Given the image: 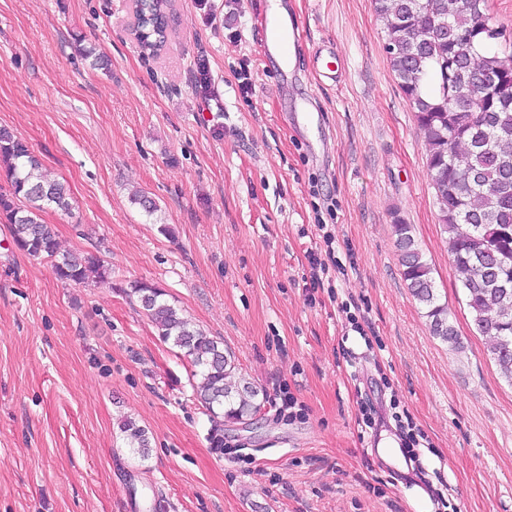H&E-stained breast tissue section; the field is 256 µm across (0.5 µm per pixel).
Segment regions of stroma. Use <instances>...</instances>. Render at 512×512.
I'll list each match as a JSON object with an SVG mask.
<instances>
[{
    "mask_svg": "<svg viewBox=\"0 0 512 512\" xmlns=\"http://www.w3.org/2000/svg\"><path fill=\"white\" fill-rule=\"evenodd\" d=\"M264 2L169 0L150 54L132 0H0V126L69 191L71 212L41 214L61 251L110 271L57 280L0 222V512H512V384L471 322L384 21L373 0H290L304 44L285 82L259 62ZM201 56L213 101L195 93ZM396 214L463 351L407 288ZM327 233L336 264L316 283ZM138 281L263 393L252 425H225V453ZM287 395L300 415L278 412ZM402 413L429 486L383 454L404 446ZM122 430L132 448H137L144 458L148 456L149 439L146 430L131 419L125 420Z\"/></svg>",
    "mask_w": 512,
    "mask_h": 512,
    "instance_id": "obj_1",
    "label": "stroma"
}]
</instances>
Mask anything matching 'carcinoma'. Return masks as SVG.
<instances>
[{"instance_id":"1","label":"carcinoma","mask_w":512,"mask_h":512,"mask_svg":"<svg viewBox=\"0 0 512 512\" xmlns=\"http://www.w3.org/2000/svg\"><path fill=\"white\" fill-rule=\"evenodd\" d=\"M168 0H148L140 36L151 54L162 47L168 26ZM386 19L385 40L398 84L415 108L428 144L427 167L436 192L438 219L447 234L448 253L461 275L466 305L478 333L492 339L490 355L512 384V43L485 25L487 0H374ZM491 75L475 111L457 112L450 100L468 89L473 74ZM0 163L10 189L0 192V218L13 242L32 257L50 261L63 281L84 283L106 278L107 268L93 257L59 251L41 212L47 206L72 209L65 185L44 173L27 144L0 127ZM402 274L425 309L435 336L454 350L463 343L438 303L432 267L424 259L412 226L393 216ZM133 290L158 336L181 351L199 377L197 397L213 418L208 439L224 452V423L245 424L261 411L260 391L241 377L222 342L194 328L147 282ZM129 444L148 455L146 430L129 419L122 425Z\"/></svg>"}]
</instances>
